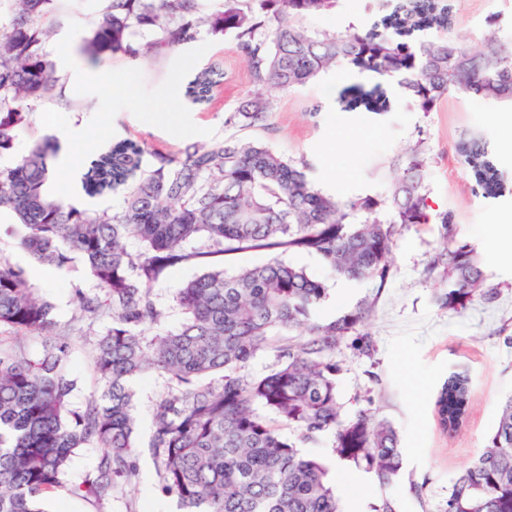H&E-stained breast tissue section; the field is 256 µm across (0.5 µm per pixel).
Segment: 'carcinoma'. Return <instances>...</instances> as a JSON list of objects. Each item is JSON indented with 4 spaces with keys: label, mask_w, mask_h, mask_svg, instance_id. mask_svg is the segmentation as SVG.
Returning <instances> with one entry per match:
<instances>
[{
    "label": "carcinoma",
    "mask_w": 512,
    "mask_h": 512,
    "mask_svg": "<svg viewBox=\"0 0 512 512\" xmlns=\"http://www.w3.org/2000/svg\"><path fill=\"white\" fill-rule=\"evenodd\" d=\"M58 2L0 0V157L13 150L36 103L61 83L46 50ZM103 2L82 46L95 62L104 54L138 59L176 51L203 31L232 35L258 87L231 115L247 125L273 110L268 90L305 86L341 65L396 80L410 106L426 114L452 91L512 105V44L500 36L499 17L485 21L472 48L408 40L418 30L450 28L453 0H401L380 27L349 24L333 33L311 32L299 20L336 10L338 0H224L213 13L201 0ZM145 34L146 43L135 40ZM223 82V69L204 68L186 84L185 97L209 104ZM57 150L43 137L17 161L0 164V209L14 214L21 246L39 263L67 270L78 262L103 291L79 294L78 316L90 326L110 318L92 350L100 393L71 408L69 333L58 329L52 303L37 294L26 270L0 258V329L11 333L0 338V512H44L45 496L64 487L104 501L118 483H136L131 382L150 372L161 392L148 451L159 485L183 512H343L326 461L300 451L328 434L337 459L382 484L398 475L397 431L364 412L342 419L331 358L374 302L318 321L328 288L305 268L274 258L230 274L212 258L288 247L343 279L384 287L398 228L434 220L444 237L454 234L451 213H429L422 143L407 152L388 197L340 199L318 186L309 163L260 143L190 144L175 155L121 138L91 159L82 181L90 197L122 196L112 213L77 208L49 192ZM458 153L482 194L500 195L502 173L483 138L461 142ZM188 262L204 270L175 292L179 323L146 337L169 317L154 283ZM440 266L448 309L494 297L473 245L447 247L432 269ZM297 329L305 338H286ZM28 336L41 340L40 353L28 350ZM270 347V372L248 373L254 356ZM436 406L443 429L457 431L469 406L466 376L449 375ZM273 418L296 435L282 434ZM88 446L102 450L98 465L65 486L77 450ZM447 512H512V397L486 448L451 486Z\"/></svg>",
    "instance_id": "obj_1"
}]
</instances>
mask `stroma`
Segmentation results:
<instances>
[{
    "mask_svg": "<svg viewBox=\"0 0 512 512\" xmlns=\"http://www.w3.org/2000/svg\"><path fill=\"white\" fill-rule=\"evenodd\" d=\"M393 5L394 0H339L335 11L305 17L301 24L311 31L331 33L341 29L343 18L350 17L368 28L390 13ZM102 6V0H61V24L47 49L64 83L53 98L36 105L30 130L21 131L14 143L13 154L18 157L26 152L31 135L53 138L72 122L83 123L84 134L71 147L76 162L69 168H56L49 185L52 194L84 197L91 209H118L120 196L85 197L81 179L95 152L113 139L133 137L170 152L191 142L255 141L287 158L306 159L318 185L336 196H384L400 156L416 142L424 143L425 186L432 210L450 212L457 239L477 247L486 285L496 291L492 300L459 311L439 304L448 283L428 271L444 247L443 230L433 223L400 229L392 253V275L381 290L367 280L339 278L319 258L285 248L252 250L224 258L223 263L231 272L278 257L304 267L330 292L346 293L349 306L374 301L360 332L344 336L332 354L340 368L337 392L345 416L362 411L396 428L402 469L390 484H380L376 476L335 462L328 435L307 446L306 452L331 461L344 512H369L370 503L383 497L394 501L396 512H445L449 487L483 451L501 403L512 396V266L500 264L494 256L498 249L512 246V240L497 238L490 223L493 214L512 213V157L503 155L504 141L512 138V125L503 119L507 106L453 93L434 112L424 114L415 111L383 77L343 66L306 86L272 91L274 106L266 121L246 126L231 121L230 116L255 85L247 63L233 47L232 36L204 33L175 52L152 53L136 60L106 55L94 64L81 47ZM496 14L508 16L501 36L512 39V0H456L450 28L420 31L416 37H449L473 46L485 19ZM214 64L224 70L222 89L209 107L189 105L183 96L185 85L197 71ZM76 68L109 70L114 80L112 93L92 86L73 89L69 80ZM315 102L322 110L313 115L309 108ZM157 111L174 113L177 123L192 129V137L176 136L166 122L147 120V113ZM472 134L482 136L496 159L507 189L505 197L487 199L475 193L471 172L458 154L460 141ZM13 222L12 214H0V257L28 269L39 294L53 304L59 326L69 329V374L75 383L70 403L82 407L98 383L92 367L93 339L75 316L79 293H95L96 285L82 265L60 272L38 263L7 233ZM364 332L374 345L368 354L359 349ZM452 372L470 379V409L461 429L451 434L439 423L435 400ZM134 389L136 436L143 446L138 483L118 486L111 499L102 503L60 489L48 495V512H177L176 498L160 492L154 461L144 449L161 384L147 374L135 381ZM352 478L368 481L361 500L349 493Z\"/></svg>",
    "mask_w": 512,
    "mask_h": 512,
    "instance_id": "stroma-1",
    "label": "stroma"
}]
</instances>
